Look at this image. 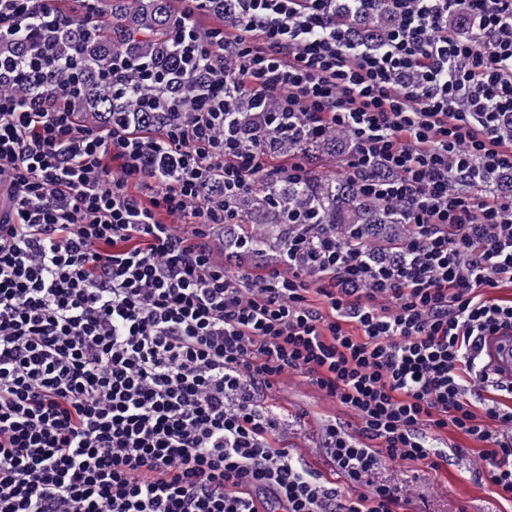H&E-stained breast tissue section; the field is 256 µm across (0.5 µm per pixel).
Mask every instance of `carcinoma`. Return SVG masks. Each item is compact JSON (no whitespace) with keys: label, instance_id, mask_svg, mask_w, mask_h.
I'll list each match as a JSON object with an SVG mask.
<instances>
[{"label":"carcinoma","instance_id":"1","mask_svg":"<svg viewBox=\"0 0 512 512\" xmlns=\"http://www.w3.org/2000/svg\"><path fill=\"white\" fill-rule=\"evenodd\" d=\"M67 7L92 23L78 21L55 34L50 19L32 20L26 30L0 41V53L24 59L36 50L78 63L77 82L70 96L76 119L90 112L100 125L112 119L140 111L142 89L136 75H130L136 91L118 97L112 93V82L102 80L98 72L109 67L112 55L123 54L130 59L171 73L174 81L167 94L182 102L180 120L191 118L194 97L201 92L205 76L184 73L178 62V51L172 43L177 22L173 0H75ZM201 10L220 16L234 26L237 16L231 0H204ZM388 26L385 14L370 13L350 22L353 36L366 45L378 43ZM0 90L26 92L15 72H0ZM167 120L157 112L132 124L139 132L156 130ZM302 212L317 224L344 226V233L353 228L368 234L371 240H382L379 253H387V244L399 237L394 229L397 216L382 201L363 196L357 184L347 179L323 182L316 177L295 182L284 175L275 181H263L252 192V205L243 210L242 218L251 224H288V213Z\"/></svg>","mask_w":512,"mask_h":512}]
</instances>
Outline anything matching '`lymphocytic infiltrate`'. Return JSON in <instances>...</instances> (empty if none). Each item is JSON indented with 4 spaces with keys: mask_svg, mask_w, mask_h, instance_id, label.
I'll list each match as a JSON object with an SVG mask.
<instances>
[{
    "mask_svg": "<svg viewBox=\"0 0 512 512\" xmlns=\"http://www.w3.org/2000/svg\"><path fill=\"white\" fill-rule=\"evenodd\" d=\"M56 0H0V36ZM218 50L190 21L176 39L211 79L188 121L137 135L79 125L55 99L0 94V512H403L371 481L401 459L437 470L456 432L512 501V407L486 406L488 337L512 330V0H386L378 45L354 42L334 0H234ZM137 72L112 61V89ZM274 103L269 130L309 147L350 143L345 177L396 205L407 232L389 259L302 223L284 260L251 275L246 236L216 259L213 226L271 176L245 145L239 97ZM141 186L131 192L130 184ZM309 375L357 421L324 443L322 478L272 439L263 401Z\"/></svg>",
    "mask_w": 512,
    "mask_h": 512,
    "instance_id": "1",
    "label": "lymphocytic infiltrate"
}]
</instances>
